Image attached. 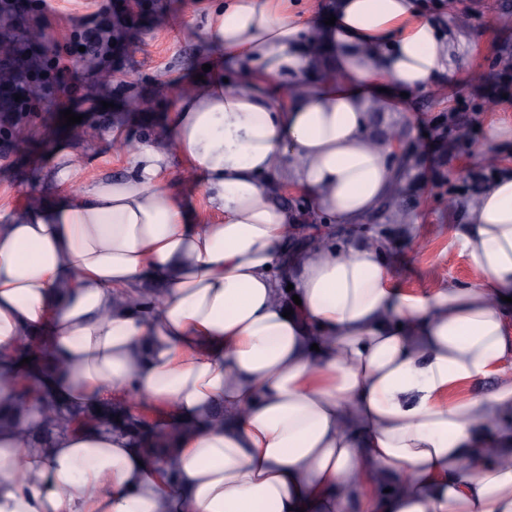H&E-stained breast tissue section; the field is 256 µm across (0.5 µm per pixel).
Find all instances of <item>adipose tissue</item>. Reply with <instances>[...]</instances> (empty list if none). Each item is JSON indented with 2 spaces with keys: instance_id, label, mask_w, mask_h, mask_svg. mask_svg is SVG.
Listing matches in <instances>:
<instances>
[{
  "instance_id": "1",
  "label": "adipose tissue",
  "mask_w": 512,
  "mask_h": 512,
  "mask_svg": "<svg viewBox=\"0 0 512 512\" xmlns=\"http://www.w3.org/2000/svg\"><path fill=\"white\" fill-rule=\"evenodd\" d=\"M204 34L217 56L171 111V150L0 206V406L46 329L65 369L39 386L160 410L175 447L158 467L116 432L44 443L31 406L0 429V512H512V171L452 237L477 278L428 293L371 240L292 251L273 192L349 229L375 215L398 171L369 107L433 88L455 44L421 0H217ZM173 155L213 220L174 195Z\"/></svg>"
}]
</instances>
